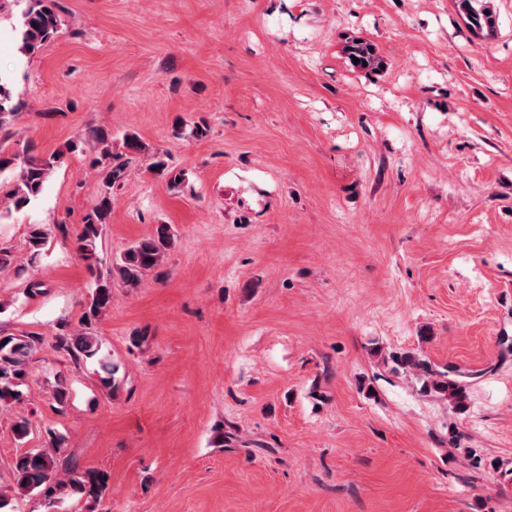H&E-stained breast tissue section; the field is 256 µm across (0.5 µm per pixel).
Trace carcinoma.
I'll use <instances>...</instances> for the list:
<instances>
[{
  "label": "carcinoma",
  "mask_w": 512,
  "mask_h": 512,
  "mask_svg": "<svg viewBox=\"0 0 512 512\" xmlns=\"http://www.w3.org/2000/svg\"><path fill=\"white\" fill-rule=\"evenodd\" d=\"M27 6L21 15V25L18 31V52L31 55L42 48L58 31L61 19L56 10V0H26ZM459 10L469 20L474 29L487 28L494 30L496 19L487 8L474 7L478 0H456ZM374 45L366 40L351 39L346 42L344 52L347 58L356 57L357 63L351 66L360 70L374 71L382 67V61ZM18 115V107L13 103V95L7 83L0 79V130L12 124ZM112 137L99 129L95 132L97 148L100 149L95 166L105 187L124 178L125 164L112 163ZM4 139L0 138V178L12 180V189L8 196L15 209L28 206L39 196L43 185L59 162V156L37 159L22 157L17 153L6 151ZM112 200L109 192L99 196L93 206L92 213L85 218L82 233L78 237L77 254L93 271L99 263V248L102 247L103 224L110 214ZM66 234V226L56 224L52 227L46 224H32L28 231V243L33 251H39L54 232ZM175 234L170 225H159L155 233L137 240L126 249L115 261L114 269L120 281L128 288L138 287L146 274L158 268L164 261L168 249L174 241ZM92 293L83 319L86 323L98 318L112 303V274L95 275L91 285ZM39 342L36 335H0V404L19 401L22 387L29 377V357ZM56 347L65 351L73 360L95 356L99 351L97 336L81 331L68 335L56 336ZM394 360L405 367L420 370L426 375H433L429 364L415 355L404 354L394 356ZM432 387L449 400L461 405L466 399L465 388L458 382L440 374V379L431 382ZM47 444L52 452L45 449L26 452L16 458L13 474L14 483L21 493L37 491L42 495L48 507L57 503L58 493L65 487H70L72 493L80 495L93 502L102 500L110 491L109 475L99 469H87L64 481L60 478L63 463L58 459L61 453V438L54 432H48Z\"/></svg>",
  "instance_id": "1"
}]
</instances>
